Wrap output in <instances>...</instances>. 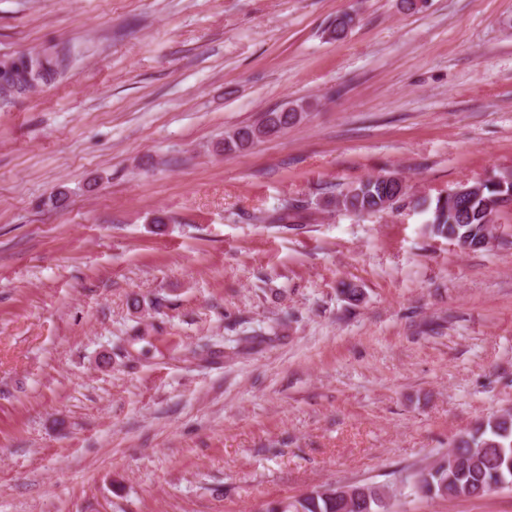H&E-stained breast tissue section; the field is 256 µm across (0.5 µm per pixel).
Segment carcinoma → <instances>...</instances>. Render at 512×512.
<instances>
[{
	"label": "carcinoma",
	"instance_id": "obj_1",
	"mask_svg": "<svg viewBox=\"0 0 512 512\" xmlns=\"http://www.w3.org/2000/svg\"><path fill=\"white\" fill-rule=\"evenodd\" d=\"M355 18L345 12L336 16L329 33L332 38H344ZM53 71L51 59L30 55L19 61L0 63V95L7 97L18 87L31 88L47 80ZM293 124V115L277 108L264 113L252 125L236 127L224 137L223 150L241 151L261 141V128L277 136ZM478 190L450 203L441 198L417 202L428 213L427 223L431 234L456 241L474 244L491 233L497 212L490 208V201L501 195H512V173H495L477 181ZM400 186L383 176L360 182L340 194L328 205L358 214H374L393 207L385 198L395 195ZM305 201L295 199L271 217L276 224H287L302 219ZM403 482L414 492L429 497H447L455 500L476 495L483 497L505 486L512 485V412L493 415L473 431L459 436L451 445L448 455L425 469L406 476ZM381 509L376 503L366 507L365 499L348 503L329 493L314 491L294 501H274L266 504L264 512H369Z\"/></svg>",
	"mask_w": 512,
	"mask_h": 512
}]
</instances>
